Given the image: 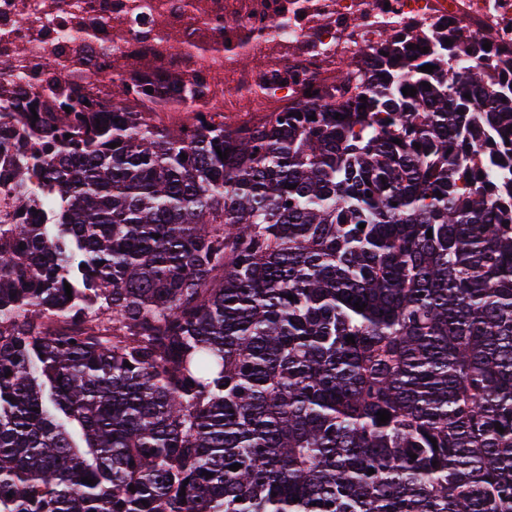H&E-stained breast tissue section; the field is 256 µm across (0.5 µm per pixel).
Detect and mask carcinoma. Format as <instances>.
Listing matches in <instances>:
<instances>
[{"label": "carcinoma", "mask_w": 512, "mask_h": 512, "mask_svg": "<svg viewBox=\"0 0 512 512\" xmlns=\"http://www.w3.org/2000/svg\"><path fill=\"white\" fill-rule=\"evenodd\" d=\"M183 7L104 96L3 99L0 512H512V66L242 57L300 93L226 122Z\"/></svg>", "instance_id": "carcinoma-1"}]
</instances>
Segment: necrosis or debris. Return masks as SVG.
<instances>
[{
	"label": "necrosis or debris",
	"mask_w": 512,
	"mask_h": 512,
	"mask_svg": "<svg viewBox=\"0 0 512 512\" xmlns=\"http://www.w3.org/2000/svg\"><path fill=\"white\" fill-rule=\"evenodd\" d=\"M315 0H205V8L224 25L223 36L230 40L229 50L215 57L199 59L198 64L221 79L222 95L213 97L209 107L217 113L233 111L239 93L251 82L241 68V54L260 55L275 46L309 43L300 64L319 78L337 77V63L343 55L362 57L380 45L386 25L411 20L428 23L440 36L465 26L481 31L492 50L512 52V0H316L324 6L320 24H312L308 9ZM130 0H90L82 14L83 27L98 29L97 38L79 40L68 37L66 15L41 22L43 0H0V53H14L26 45L25 61L16 63L12 72L0 75V85L24 83L38 88L42 78L33 75L32 66L46 57L79 54L85 62V78L99 81L102 65L109 57L131 55L150 44L149 31L154 22L184 28L192 23L191 13L180 10L179 0H165L164 12L149 11L146 18L131 25L126 40H112L101 30L103 18L128 17ZM251 21L262 35L245 46L235 45L236 26Z\"/></svg>",
	"instance_id": "necrosis-or-debris-1"
}]
</instances>
